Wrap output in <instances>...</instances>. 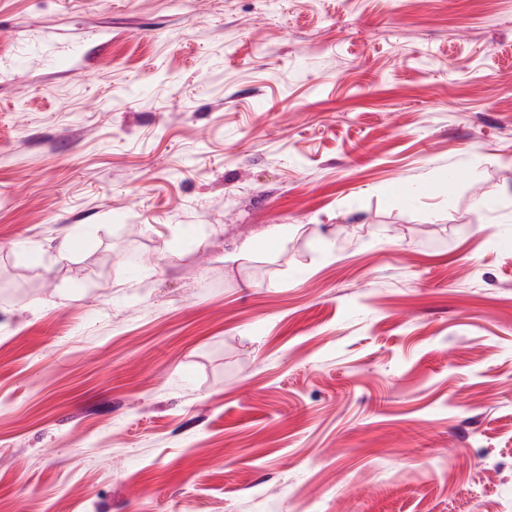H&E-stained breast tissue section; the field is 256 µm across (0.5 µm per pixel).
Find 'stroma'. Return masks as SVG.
<instances>
[{
	"mask_svg": "<svg viewBox=\"0 0 512 512\" xmlns=\"http://www.w3.org/2000/svg\"><path fill=\"white\" fill-rule=\"evenodd\" d=\"M0 512H512V0H0ZM41 56L49 63L61 64L64 56H57V47L54 42L50 40L31 43L21 46L16 52V65L24 61L29 56Z\"/></svg>",
	"mask_w": 512,
	"mask_h": 512,
	"instance_id": "1",
	"label": "stroma"
}]
</instances>
